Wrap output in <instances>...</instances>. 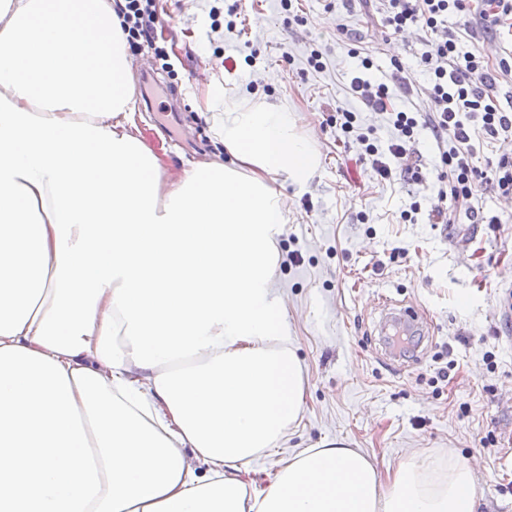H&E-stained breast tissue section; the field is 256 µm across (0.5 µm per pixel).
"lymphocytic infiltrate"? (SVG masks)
<instances>
[{
  "mask_svg": "<svg viewBox=\"0 0 512 512\" xmlns=\"http://www.w3.org/2000/svg\"><path fill=\"white\" fill-rule=\"evenodd\" d=\"M453 14L462 17L461 27L449 28L448 18ZM118 16L130 50L154 45L155 33L163 25L156 0H124ZM380 22L394 35L410 28L424 34L427 49L420 63L429 75L432 111L421 120L414 113L392 107L390 85H409V66L394 61L389 82L374 84L363 76L372 62L362 59L363 72L351 78L350 90L368 108L388 113L392 126L387 141L365 145L364 158L373 171L384 180L400 171L416 181H425L414 148L419 129L425 127L443 147L442 167L436 178L449 182L448 190L438 193L439 205L430 212L432 223L448 221L443 200L466 203L487 188L502 196L512 195V152L502 154L497 162L483 168L472 163L474 133L492 138L512 136V112L504 110L490 94L498 76L512 74V62L501 60L498 72L494 73L480 51L461 50L462 32L474 27L467 0H382Z\"/></svg>",
  "mask_w": 512,
  "mask_h": 512,
  "instance_id": "lymphocytic-infiltrate-1",
  "label": "lymphocytic infiltrate"
}]
</instances>
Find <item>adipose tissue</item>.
I'll return each instance as SVG.
<instances>
[{"label": "adipose tissue", "instance_id": "adipose-tissue-1", "mask_svg": "<svg viewBox=\"0 0 512 512\" xmlns=\"http://www.w3.org/2000/svg\"><path fill=\"white\" fill-rule=\"evenodd\" d=\"M134 108L115 0H0V512H476L452 450L385 474L325 440L245 480L302 411L273 184L318 153L215 85L232 161L170 178Z\"/></svg>", "mask_w": 512, "mask_h": 512}]
</instances>
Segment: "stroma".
<instances>
[{"mask_svg":"<svg viewBox=\"0 0 512 512\" xmlns=\"http://www.w3.org/2000/svg\"><path fill=\"white\" fill-rule=\"evenodd\" d=\"M159 3L176 72L145 47L133 55V85L139 126L148 146L166 150L169 177L224 152L208 136L213 80L243 100L299 112L320 152L307 183L274 185L288 200L275 286L306 388L302 419L279 455L343 438L391 471L411 454L453 448L477 465V512H512V310L504 306L512 296V202L483 191L474 205L499 223H472L454 207L449 223H431L437 185L379 181L359 160L362 145L329 122L341 108L359 113L380 140L390 135L387 115L349 89L354 48L372 59L374 77L390 72L393 59L412 64L410 88L390 91L396 107L426 115L428 81L416 66L423 39L385 33L378 0H222L216 18L212 0ZM463 45L497 66L512 57V18ZM315 51L319 70L308 63ZM228 55L235 68L225 66ZM463 295L473 298L464 309ZM390 300L429 320L416 358L385 357L380 324Z\"/></svg>","mask_w":512,"mask_h":512,"instance_id":"stroma-1","label":"stroma"}]
</instances>
